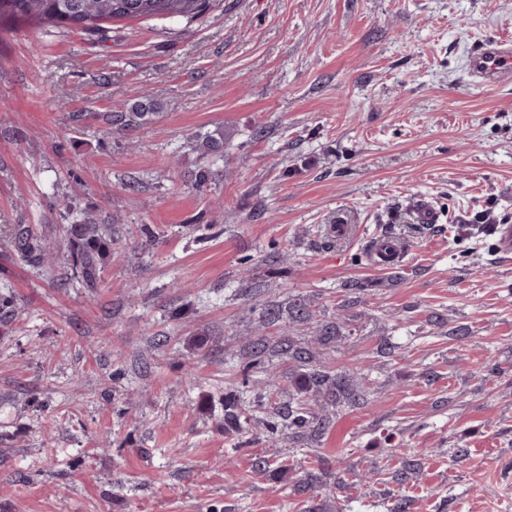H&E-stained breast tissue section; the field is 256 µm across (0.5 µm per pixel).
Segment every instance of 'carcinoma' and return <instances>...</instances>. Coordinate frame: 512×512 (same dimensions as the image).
<instances>
[{"label": "carcinoma", "instance_id": "carcinoma-1", "mask_svg": "<svg viewBox=\"0 0 512 512\" xmlns=\"http://www.w3.org/2000/svg\"><path fill=\"white\" fill-rule=\"evenodd\" d=\"M211 0H0V22L19 21L39 28L67 27L93 36L104 32L115 20L166 19L191 21L205 12ZM157 103L146 98L129 112L112 113V128L118 132L144 127L153 120ZM235 132L217 128L192 141L193 149L204 159L216 161L225 156ZM120 233L117 224H98L85 218L67 228L66 261L81 286L93 292L99 288L106 256L112 239ZM10 243L18 257L38 272L54 268L56 256L47 248L44 236L28 224L10 227ZM288 320L313 329L316 340L304 336H268L259 334L249 343V365H261L274 356L288 364L282 378L288 390L277 392L266 387L257 396L262 415L247 416L244 389L235 387L224 394V425L242 427L253 421L268 433L286 436L288 441L306 444L316 440L331 422L334 409L344 400L367 402L371 394L368 375L359 378L337 368L338 348H330L345 335L344 323L321 322L312 305L297 296L288 305Z\"/></svg>", "mask_w": 512, "mask_h": 512}]
</instances>
